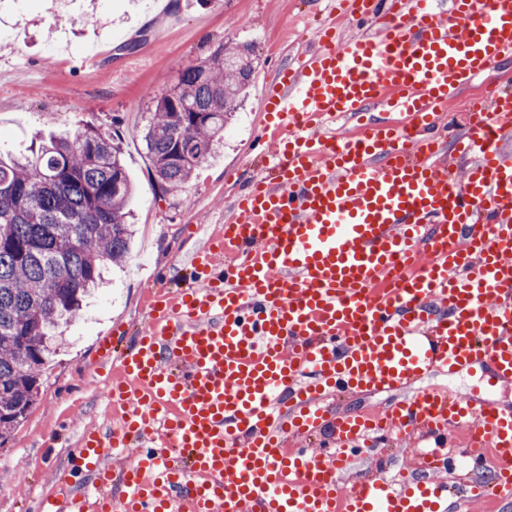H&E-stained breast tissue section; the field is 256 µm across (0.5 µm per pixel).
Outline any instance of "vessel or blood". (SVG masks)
Listing matches in <instances>:
<instances>
[{
	"instance_id": "b4317fda",
	"label": "vessel or blood",
	"mask_w": 512,
	"mask_h": 512,
	"mask_svg": "<svg viewBox=\"0 0 512 512\" xmlns=\"http://www.w3.org/2000/svg\"><path fill=\"white\" fill-rule=\"evenodd\" d=\"M380 1L336 0L368 32L325 25L269 84L267 175L192 255L200 285L150 296L131 345L100 341L119 424L83 433L38 512H448L455 471L471 501L512 500V406L433 390L336 406L435 370L512 379V95L437 125L512 60V0H384L385 19ZM403 434L426 443L414 468L342 483Z\"/></svg>"
}]
</instances>
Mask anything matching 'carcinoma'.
Wrapping results in <instances>:
<instances>
[{"mask_svg": "<svg viewBox=\"0 0 512 512\" xmlns=\"http://www.w3.org/2000/svg\"><path fill=\"white\" fill-rule=\"evenodd\" d=\"M253 54L249 43L221 44L155 98L142 139L161 192L182 188L224 139L256 74ZM122 155L119 139L88 125L0 157V446L36 404L59 326L129 255Z\"/></svg>", "mask_w": 512, "mask_h": 512, "instance_id": "1", "label": "carcinoma"}]
</instances>
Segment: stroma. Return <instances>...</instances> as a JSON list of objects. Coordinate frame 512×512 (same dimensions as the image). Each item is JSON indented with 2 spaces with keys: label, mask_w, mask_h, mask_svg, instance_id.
<instances>
[{
  "label": "stroma",
  "mask_w": 512,
  "mask_h": 512,
  "mask_svg": "<svg viewBox=\"0 0 512 512\" xmlns=\"http://www.w3.org/2000/svg\"><path fill=\"white\" fill-rule=\"evenodd\" d=\"M329 17V0H0V29L13 43L0 47V152H26L34 134L74 133L91 125L119 132L136 192L130 260L111 266L106 285L90 296L79 319L63 326V343L42 378L37 402L12 439L0 447V512H31L52 490L85 430L116 424L106 396L110 359L97 346L114 326L135 333L146 323L144 270L169 271L167 288L192 278L191 251L205 244L244 179L262 170L253 143L263 129L262 98L277 66L315 46ZM248 39L260 67L248 97L214 152L177 192L160 194L139 135L155 96L181 70L221 44ZM138 41L135 50L126 45ZM415 390L471 391L512 404V380L486 389L480 371L433 372ZM399 438L354 463L350 478L388 474L409 465Z\"/></svg>",
  "instance_id": "35a3bbf8"
}]
</instances>
